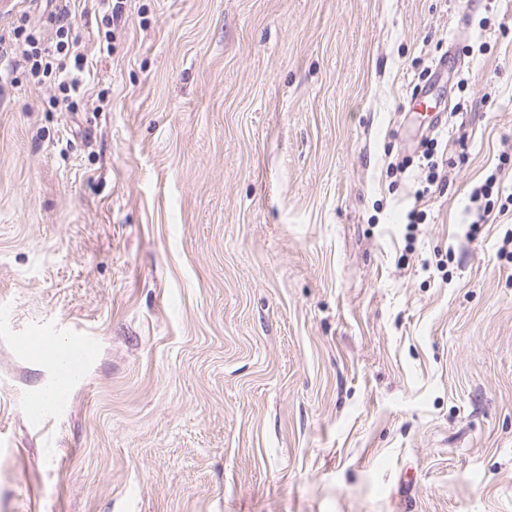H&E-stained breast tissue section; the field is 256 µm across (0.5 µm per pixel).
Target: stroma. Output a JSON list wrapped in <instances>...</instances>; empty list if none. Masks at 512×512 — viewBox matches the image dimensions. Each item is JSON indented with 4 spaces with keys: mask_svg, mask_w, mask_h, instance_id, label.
Listing matches in <instances>:
<instances>
[{
    "mask_svg": "<svg viewBox=\"0 0 512 512\" xmlns=\"http://www.w3.org/2000/svg\"><path fill=\"white\" fill-rule=\"evenodd\" d=\"M76 10L107 107L0 83V512H512V0ZM39 356L52 360L55 376L58 379L68 378L73 371L89 362L96 353L93 336L75 335L61 344L59 336L51 331L43 330L36 336ZM68 394L66 389L53 401H48L42 393L30 396L24 404V412L29 424L32 427H37L51 415L66 408Z\"/></svg>",
    "mask_w": 512,
    "mask_h": 512,
    "instance_id": "35a3bbf8",
    "label": "stroma"
}]
</instances>
